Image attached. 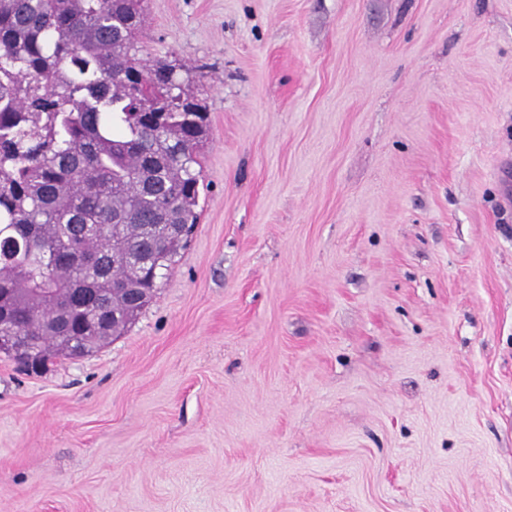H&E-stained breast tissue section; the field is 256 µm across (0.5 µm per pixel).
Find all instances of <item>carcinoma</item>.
I'll use <instances>...</instances> for the list:
<instances>
[{"mask_svg":"<svg viewBox=\"0 0 512 512\" xmlns=\"http://www.w3.org/2000/svg\"><path fill=\"white\" fill-rule=\"evenodd\" d=\"M144 0H0V290L52 289L9 306L0 332L30 338L41 359L109 342L70 289L103 294L115 334L133 322L128 288H149L178 250L144 224L197 223L206 115L165 64L132 54ZM126 225L113 239L112 225ZM150 253L144 283L129 254Z\"/></svg>","mask_w":512,"mask_h":512,"instance_id":"carcinoma-1","label":"carcinoma"}]
</instances>
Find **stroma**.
I'll return each instance as SVG.
<instances>
[{"label":"stroma","instance_id":"1","mask_svg":"<svg viewBox=\"0 0 512 512\" xmlns=\"http://www.w3.org/2000/svg\"><path fill=\"white\" fill-rule=\"evenodd\" d=\"M198 223L91 355L0 354V512H512V0H146Z\"/></svg>","mask_w":512,"mask_h":512}]
</instances>
